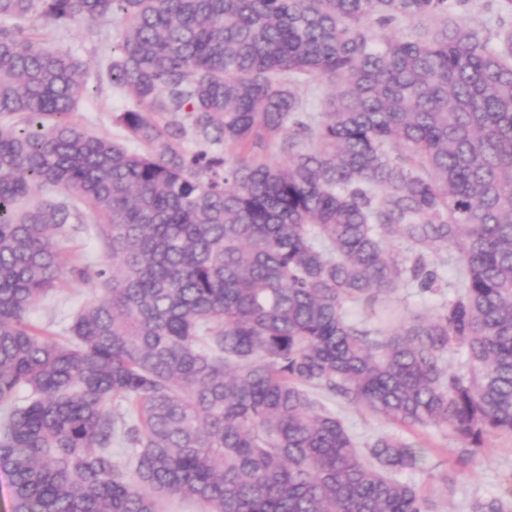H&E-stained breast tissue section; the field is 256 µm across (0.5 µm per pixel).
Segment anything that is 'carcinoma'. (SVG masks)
I'll return each mask as SVG.
<instances>
[{
	"label": "carcinoma",
	"mask_w": 512,
	"mask_h": 512,
	"mask_svg": "<svg viewBox=\"0 0 512 512\" xmlns=\"http://www.w3.org/2000/svg\"><path fill=\"white\" fill-rule=\"evenodd\" d=\"M467 2L0 0L13 512H433L396 477L419 449L361 444L318 390L450 428L462 468L512 436V28L454 17ZM115 15L106 71L136 103L115 122L142 152L72 119L92 65L18 25ZM315 75L333 92L311 115ZM280 139L286 162L258 159ZM87 213L103 258L66 262ZM453 251L457 292L431 315L388 335L347 318L433 290ZM66 278L101 293L59 338L30 314ZM472 512H512V474Z\"/></svg>",
	"instance_id": "1"
}]
</instances>
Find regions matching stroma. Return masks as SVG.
Returning <instances> with one entry per match:
<instances>
[{
  "mask_svg": "<svg viewBox=\"0 0 512 512\" xmlns=\"http://www.w3.org/2000/svg\"><path fill=\"white\" fill-rule=\"evenodd\" d=\"M31 32L47 36L68 50L75 57L94 63L106 58L112 50L114 36L120 29L118 21L101 23L80 22L67 30H55L42 19L29 21ZM131 101L112 87L109 81L90 79L88 92L79 104L76 119L90 133L116 140L124 139L123 129L115 124L116 114L131 108ZM454 267H446L436 290L419 293L414 288H399L390 306L396 307L400 317L426 315L445 300L451 299L454 290ZM93 295L89 284L66 281L51 296L35 307L31 319L39 326L50 328L58 335H66L76 311ZM329 406L338 413L349 432L359 441H367L380 434H396L423 451L414 469L400 471L403 480H414L423 487L436 503V512H471L475 500L497 494L505 476L512 474V439H491L488 448L473 463L471 470L456 475L453 494L442 495L441 487L448 473L454 472L458 441L443 427L410 430L363 408L330 400Z\"/></svg>",
  "mask_w": 512,
  "mask_h": 512,
  "instance_id": "obj_1",
  "label": "stroma"
}]
</instances>
